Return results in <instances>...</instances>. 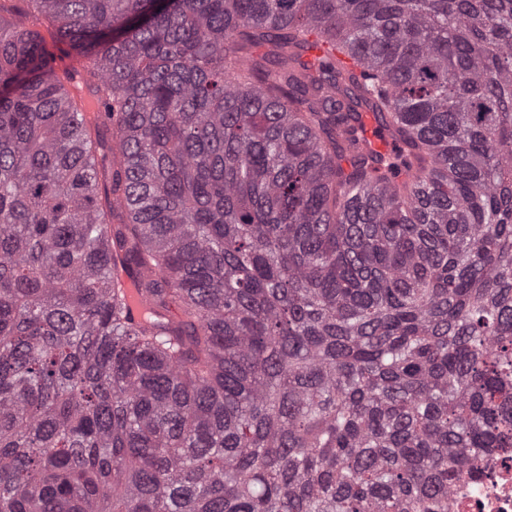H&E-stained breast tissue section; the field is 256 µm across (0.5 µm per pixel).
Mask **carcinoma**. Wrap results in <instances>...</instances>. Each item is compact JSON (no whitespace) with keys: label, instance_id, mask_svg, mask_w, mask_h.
Segmentation results:
<instances>
[{"label":"carcinoma","instance_id":"cac0c4a2","mask_svg":"<svg viewBox=\"0 0 512 512\" xmlns=\"http://www.w3.org/2000/svg\"><path fill=\"white\" fill-rule=\"evenodd\" d=\"M489 448L512 0H0V512H448ZM361 121L365 137L374 149L384 152L391 148V142L380 133V124L373 112L364 111L361 116Z\"/></svg>","mask_w":512,"mask_h":512}]
</instances>
